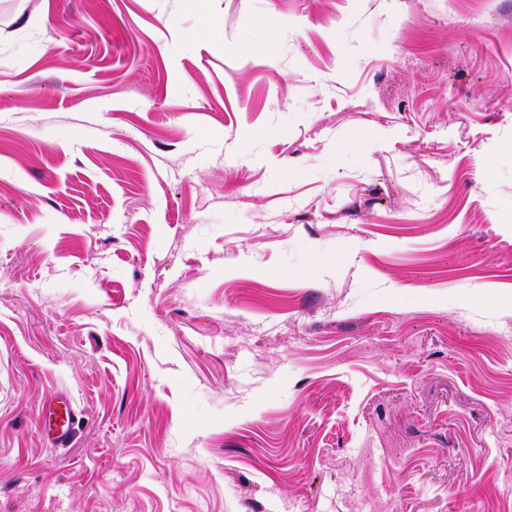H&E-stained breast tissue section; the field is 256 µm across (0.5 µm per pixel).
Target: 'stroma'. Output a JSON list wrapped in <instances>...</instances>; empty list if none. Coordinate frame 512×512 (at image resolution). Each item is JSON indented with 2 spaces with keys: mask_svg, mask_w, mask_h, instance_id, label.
Wrapping results in <instances>:
<instances>
[{
  "mask_svg": "<svg viewBox=\"0 0 512 512\" xmlns=\"http://www.w3.org/2000/svg\"><path fill=\"white\" fill-rule=\"evenodd\" d=\"M510 251L512 0H0V512H512ZM57 398H61V399H60V401H56L53 404L54 406L58 405L59 407L57 409H54L52 412V414H54L56 417V419L54 421V425H53L55 430H54V438L52 439V442L56 445L63 446L67 442L68 437L70 435L71 425H72L75 415H74L73 410L69 406V404L66 402V400L62 399V397H59V396L51 397L50 402H52L53 400H55ZM60 410H64L67 414V418H66L65 422L62 424H59V422L57 420V416H58Z\"/></svg>",
  "mask_w": 512,
  "mask_h": 512,
  "instance_id": "35a3bbf8",
  "label": "stroma"
}]
</instances>
